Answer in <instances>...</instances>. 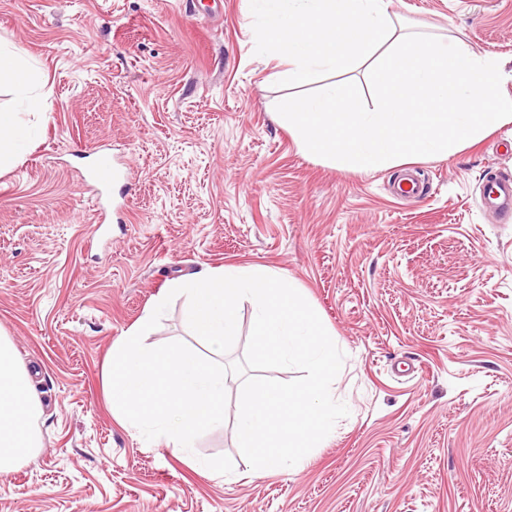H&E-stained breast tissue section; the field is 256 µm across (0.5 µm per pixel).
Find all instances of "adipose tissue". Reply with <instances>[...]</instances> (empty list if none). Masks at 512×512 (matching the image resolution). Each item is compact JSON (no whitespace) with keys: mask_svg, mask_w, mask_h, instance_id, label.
Returning <instances> with one entry per match:
<instances>
[{"mask_svg":"<svg viewBox=\"0 0 512 512\" xmlns=\"http://www.w3.org/2000/svg\"><path fill=\"white\" fill-rule=\"evenodd\" d=\"M35 74L17 53L0 48V85L26 95L31 108L45 105L29 90ZM40 409V400L17 353L0 333V474L13 472L39 447V436L32 422Z\"/></svg>","mask_w":512,"mask_h":512,"instance_id":"1","label":"adipose tissue"}]
</instances>
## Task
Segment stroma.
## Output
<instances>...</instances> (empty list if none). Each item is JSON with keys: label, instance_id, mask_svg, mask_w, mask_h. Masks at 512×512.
Instances as JSON below:
<instances>
[{"label": "stroma", "instance_id": "35a3bbf8", "mask_svg": "<svg viewBox=\"0 0 512 512\" xmlns=\"http://www.w3.org/2000/svg\"><path fill=\"white\" fill-rule=\"evenodd\" d=\"M389 11L498 59L512 95V0ZM0 46L48 103L0 89L30 128L0 171V332L42 405L0 512H512V215L481 203L488 175H512V125L395 169L312 159L276 121L295 90L256 54L250 0H0ZM104 145L132 174L96 235L81 172ZM408 176L428 193L400 194ZM227 264L286 276L345 355L332 389L348 416L272 474L238 447L240 376L188 462L119 424L102 391L113 342L170 281ZM184 305L147 346H198Z\"/></svg>", "mask_w": 512, "mask_h": 512}]
</instances>
